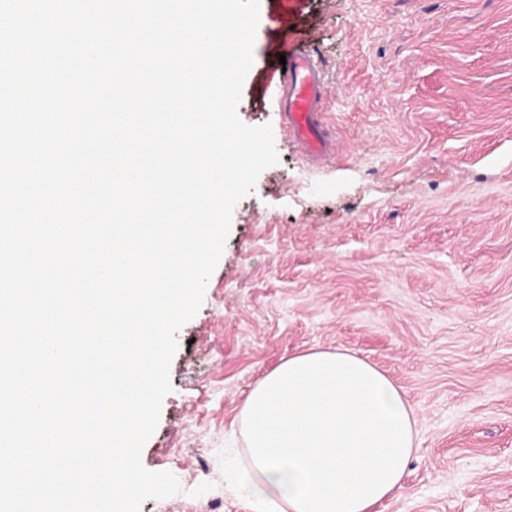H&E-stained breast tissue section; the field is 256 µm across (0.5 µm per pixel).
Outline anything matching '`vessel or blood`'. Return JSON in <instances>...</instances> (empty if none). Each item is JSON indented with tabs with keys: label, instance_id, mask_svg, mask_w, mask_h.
Masks as SVG:
<instances>
[{
	"label": "vessel or blood",
	"instance_id": "vessel-or-blood-1",
	"mask_svg": "<svg viewBox=\"0 0 512 512\" xmlns=\"http://www.w3.org/2000/svg\"><path fill=\"white\" fill-rule=\"evenodd\" d=\"M288 69L284 78L271 86L276 105L287 117L289 133L313 157L329 154L332 143L322 121L324 78L312 54L299 45L286 54Z\"/></svg>",
	"mask_w": 512,
	"mask_h": 512
}]
</instances>
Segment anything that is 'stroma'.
I'll list each match as a JSON object with an SVG mask.
<instances>
[{
  "mask_svg": "<svg viewBox=\"0 0 512 512\" xmlns=\"http://www.w3.org/2000/svg\"><path fill=\"white\" fill-rule=\"evenodd\" d=\"M303 40L332 156L309 158L268 89ZM277 164L237 204L143 465L234 486L240 411L288 356L339 350L402 388L417 451L376 512H512V0H261L238 105Z\"/></svg>",
  "mask_w": 512,
  "mask_h": 512,
  "instance_id": "stroma-1",
  "label": "stroma"
}]
</instances>
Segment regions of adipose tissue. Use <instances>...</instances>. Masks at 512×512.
I'll list each match as a JSON object with an SVG mask.
<instances>
[{
  "label": "adipose tissue",
  "mask_w": 512,
  "mask_h": 512,
  "mask_svg": "<svg viewBox=\"0 0 512 512\" xmlns=\"http://www.w3.org/2000/svg\"><path fill=\"white\" fill-rule=\"evenodd\" d=\"M252 512H375L403 487L416 419L402 389L342 351L293 354L240 414Z\"/></svg>",
  "instance_id": "adipose-tissue-1"
}]
</instances>
